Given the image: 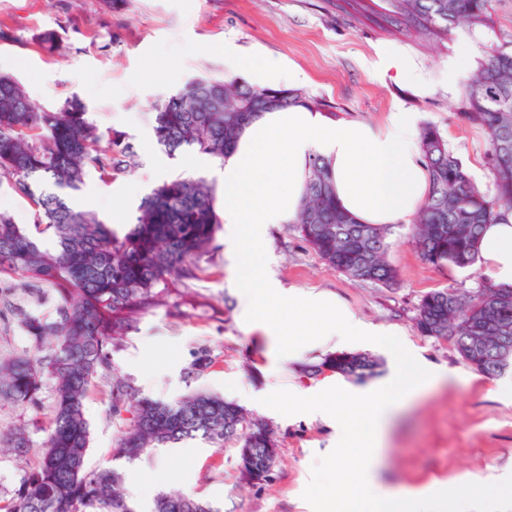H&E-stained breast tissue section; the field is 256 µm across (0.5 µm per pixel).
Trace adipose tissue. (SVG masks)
Here are the masks:
<instances>
[{"instance_id": "adipose-tissue-1", "label": "adipose tissue", "mask_w": 512, "mask_h": 512, "mask_svg": "<svg viewBox=\"0 0 512 512\" xmlns=\"http://www.w3.org/2000/svg\"><path fill=\"white\" fill-rule=\"evenodd\" d=\"M234 75L261 87L278 88L303 81L302 72L266 54L228 56ZM326 162L340 209L358 223L408 224L430 189L428 169L418 143V117L391 113L385 123H336L303 105L275 109L246 125L222 167L224 238L231 247L240 283L241 317L273 338L281 357L297 358L307 349L304 337L314 331L321 343L343 347L359 341L390 343L391 333L357 318L336 295L298 288L283 289L260 278L255 268L265 251L269 226L296 219L314 158ZM478 265L485 279L512 287V210H501L486 225L478 243ZM453 369L431 365L413 352L401 351L395 372L377 384L355 389L343 381L315 390H296L298 409H326L336 441L350 453V463L333 459V480L347 482L351 495L339 499L329 487L309 494L319 512H447V498L419 489L389 488L381 479L378 457L385 428L397 399L443 383Z\"/></svg>"}]
</instances>
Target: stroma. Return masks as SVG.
<instances>
[{
  "mask_svg": "<svg viewBox=\"0 0 512 512\" xmlns=\"http://www.w3.org/2000/svg\"><path fill=\"white\" fill-rule=\"evenodd\" d=\"M363 4L359 13L349 0H121L116 6L109 0H0V74L18 80L44 110L79 96L101 130L121 132L132 144L131 172L110 180L89 173L69 195L72 206L96 212L121 234L157 185L185 177L218 183L219 169L207 155L192 149L170 154L157 144L152 105L195 77L223 78L228 50L268 53L304 72L303 90L333 120L379 125L399 109L417 113L420 124L440 128L475 181L490 186L487 135L462 118L463 82L448 81L447 72L461 47H469L477 63L490 49L512 46V0H492L483 25L460 23L445 33L387 23V0ZM49 32L56 33V44L44 42ZM381 45L399 50L429 91L399 82L391 72L371 75L366 63ZM388 241L387 258L398 272L390 288L329 266L292 224L270 227L264 272L286 288L333 292L362 320L402 332L428 362L466 370L448 340L421 335L414 318L431 291L479 288L478 269L426 262L407 226L392 230ZM200 266L197 278L186 281L183 297L169 296L113 351L115 376L153 400L172 401L197 389L224 396L247 418L268 423L276 464L269 480L248 483L241 478L238 445L183 440L176 452L156 449L153 464L120 463L127 496L138 512H151L152 500L140 493L148 482L154 493H184L216 512H313L306 491L323 482V460L342 450L320 415H289L288 391L331 381V374L305 370L331 349L313 347L269 376L275 343L239 317L236 274L223 233H216ZM204 352L212 364L194 372ZM510 383L512 370L470 382L452 379L398 405L381 457L383 481L399 488L447 482L456 512H463L468 492L482 483H512V395L500 392ZM272 384L278 387L275 400L256 404L255 395ZM110 390V379L102 378L85 402L91 470L110 465L109 450L125 427L110 412ZM41 399L36 414L0 401V435L25 428L31 446L22 457L0 452V495L17 487L37 459L52 416V381H45Z\"/></svg>",
  "mask_w": 512,
  "mask_h": 512,
  "instance_id": "1",
  "label": "stroma"
}]
</instances>
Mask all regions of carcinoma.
I'll return each instance as SVG.
<instances>
[{"label": "carcinoma", "mask_w": 512, "mask_h": 512, "mask_svg": "<svg viewBox=\"0 0 512 512\" xmlns=\"http://www.w3.org/2000/svg\"><path fill=\"white\" fill-rule=\"evenodd\" d=\"M389 18L447 31L459 21L483 24L490 0H389ZM217 100L220 107L211 108ZM464 118L489 140L493 191L483 189L448 149L440 128L421 127L420 147L430 175V191L412 224V236L431 264L472 267L485 225L500 208H512V50L497 49L479 62L465 81ZM321 103L297 88L249 84L241 77L206 76L154 105V136L167 152L192 148L224 161L239 130L262 112ZM133 147L125 138L99 130L77 96L54 110H39L20 84L0 75V179L32 207V228L0 213V307L17 317L33 350L0 361V398L22 409L39 407L42 383L54 384L55 403L40 459L5 497L0 512H137L122 491L115 467L85 468L90 444L85 400L96 381L112 373L118 347L159 298L183 295L178 286L196 277L199 262L224 219L216 210L215 186L206 179L164 182L139 206L135 226L118 237L112 224L91 210H76L68 193L88 172L102 178L130 171ZM300 237L330 266L350 277L392 287L397 271L388 262V227L359 224L340 210L326 163L312 162L311 176L295 221ZM56 240L53 251L39 244ZM38 298L50 295L54 316L12 305L14 280ZM423 336L444 338L479 374H503L495 356L498 337H512V288L484 284L472 294L449 287L421 299L415 317ZM376 361L366 354L336 352L311 366L362 378ZM110 410L131 418L110 449L112 462L149 460L153 449L186 439L240 447L243 479L266 480L275 463L267 425L245 420L241 408L206 391L175 402L143 397L115 382ZM0 447L20 453L30 448L19 430L0 436ZM153 512H213L187 495H160Z\"/></svg>", "instance_id": "carcinoma-1"}]
</instances>
